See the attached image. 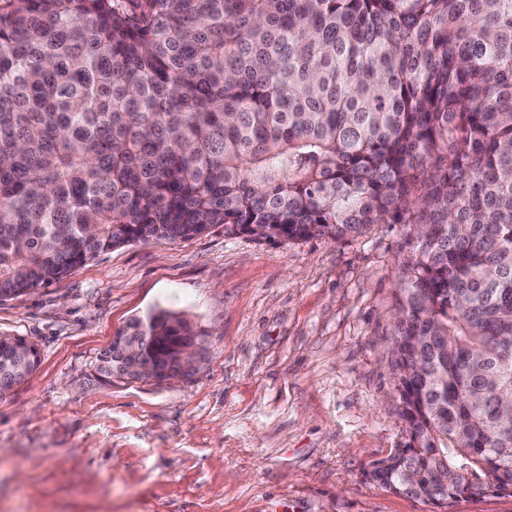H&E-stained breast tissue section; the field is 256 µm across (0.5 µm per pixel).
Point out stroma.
Returning <instances> with one entry per match:
<instances>
[{
  "instance_id": "35a3bbf8",
  "label": "stroma",
  "mask_w": 512,
  "mask_h": 512,
  "mask_svg": "<svg viewBox=\"0 0 512 512\" xmlns=\"http://www.w3.org/2000/svg\"><path fill=\"white\" fill-rule=\"evenodd\" d=\"M411 227L266 243L141 240L0 298L40 353L0 398V512H437L366 478L406 440L389 313ZM164 309L203 336L176 383H106L115 333Z\"/></svg>"
}]
</instances>
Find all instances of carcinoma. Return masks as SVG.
<instances>
[{"mask_svg":"<svg viewBox=\"0 0 512 512\" xmlns=\"http://www.w3.org/2000/svg\"><path fill=\"white\" fill-rule=\"evenodd\" d=\"M411 224L406 442L368 479L512 496V0H0V298L117 247ZM141 366L185 336L151 313ZM0 336V397L39 363Z\"/></svg>","mask_w":512,"mask_h":512,"instance_id":"carcinoma-1","label":"carcinoma"}]
</instances>
